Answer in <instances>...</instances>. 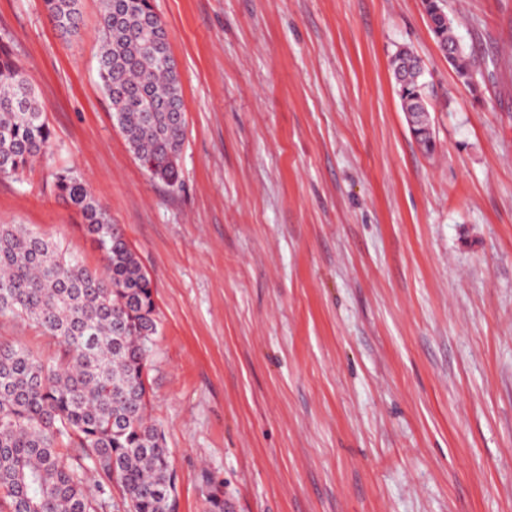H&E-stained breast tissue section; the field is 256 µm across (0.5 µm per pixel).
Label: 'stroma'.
Masks as SVG:
<instances>
[{
    "mask_svg": "<svg viewBox=\"0 0 512 512\" xmlns=\"http://www.w3.org/2000/svg\"><path fill=\"white\" fill-rule=\"evenodd\" d=\"M179 65L175 186L131 153L97 72L99 0L64 38L0 0L53 150L0 178V224L100 254L58 199L74 168L150 278V412L178 512H512V0H444L478 91L421 0H153ZM431 90L412 136L391 58ZM425 7L429 4H432L430 9H425V13L427 16L428 23L430 25V30L434 36V39L442 38L448 42L440 41L438 44L441 53L448 58V64H453L457 73L459 75H465V83L472 86L475 91H478V83L473 73L476 74V61L473 56L465 50L464 47L460 44V53L457 57V45L450 44L455 39V36L452 32L451 22L448 25V15L447 13L438 6L437 0H424ZM440 24H444L448 27L438 29ZM437 28V29H436ZM436 29V30H433ZM457 57V59H456ZM456 59V60H455ZM470 72V73H469ZM400 52L397 82L401 85L402 92L408 85L411 91L414 92L415 84L408 83L405 70L408 72L421 68L420 62H416L418 58L409 51L400 49ZM397 82L396 85L398 91L400 89V85H398ZM426 99V96H422L414 92L411 100L413 101L415 108L418 111L423 112H406V117L414 138L417 139L421 145H426L429 149H432L434 145V132L430 123L429 112L426 110Z\"/></svg>",
    "mask_w": 512,
    "mask_h": 512,
    "instance_id": "1",
    "label": "stroma"
}]
</instances>
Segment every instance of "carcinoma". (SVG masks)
Returning a JSON list of instances; mask_svg holds the SVG:
<instances>
[{
    "label": "carcinoma",
    "instance_id": "1",
    "mask_svg": "<svg viewBox=\"0 0 512 512\" xmlns=\"http://www.w3.org/2000/svg\"><path fill=\"white\" fill-rule=\"evenodd\" d=\"M80 0H43L63 37ZM98 74L130 151L150 176L179 179L182 86L152 0H101ZM458 74L476 71L460 50ZM46 108L0 42V177L21 178L52 150ZM56 194L81 216L102 271L22 224L0 225V319L55 340L39 356L0 341V512H176L164 435L150 421L142 375L159 332L151 280L106 208L72 169ZM208 512H224L223 483L204 475Z\"/></svg>",
    "mask_w": 512,
    "mask_h": 512
}]
</instances>
